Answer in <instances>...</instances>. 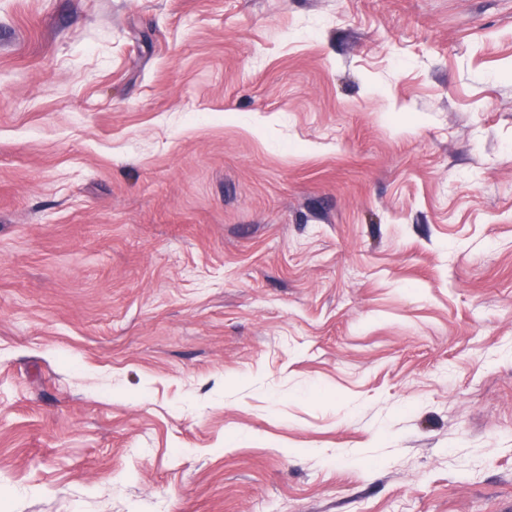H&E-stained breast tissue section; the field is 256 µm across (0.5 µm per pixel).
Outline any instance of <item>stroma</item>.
I'll return each instance as SVG.
<instances>
[{"label": "stroma", "instance_id": "stroma-1", "mask_svg": "<svg viewBox=\"0 0 512 512\" xmlns=\"http://www.w3.org/2000/svg\"><path fill=\"white\" fill-rule=\"evenodd\" d=\"M0 512H512V0H0Z\"/></svg>", "mask_w": 512, "mask_h": 512}]
</instances>
